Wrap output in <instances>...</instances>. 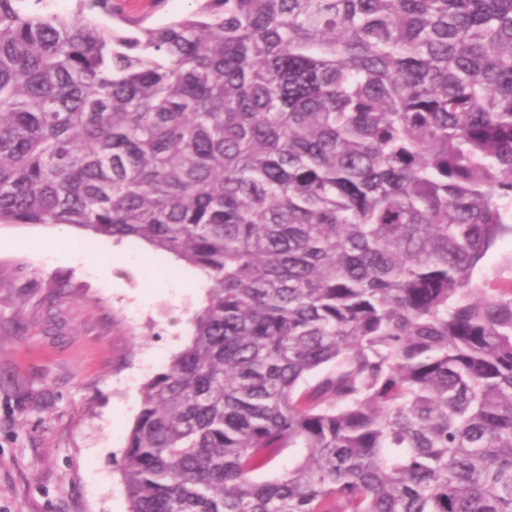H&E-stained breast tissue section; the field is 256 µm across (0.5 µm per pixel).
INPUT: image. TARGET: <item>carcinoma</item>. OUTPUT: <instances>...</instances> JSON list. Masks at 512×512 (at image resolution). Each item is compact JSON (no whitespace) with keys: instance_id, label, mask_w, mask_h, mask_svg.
<instances>
[{"instance_id":"1","label":"carcinoma","mask_w":512,"mask_h":512,"mask_svg":"<svg viewBox=\"0 0 512 512\" xmlns=\"http://www.w3.org/2000/svg\"><path fill=\"white\" fill-rule=\"evenodd\" d=\"M196 2L0 0V224L211 281L129 512H512V0ZM124 2V11L135 18L147 16V24H162L177 16H183L195 7L194 0H166L155 6L152 0H120Z\"/></svg>"}]
</instances>
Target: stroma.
<instances>
[{"label": "stroma", "instance_id": "obj_1", "mask_svg": "<svg viewBox=\"0 0 512 512\" xmlns=\"http://www.w3.org/2000/svg\"><path fill=\"white\" fill-rule=\"evenodd\" d=\"M162 24L193 0H123ZM40 242L42 255L13 250ZM192 266L143 242L0 224V512H128L120 465L141 387L191 335Z\"/></svg>", "mask_w": 512, "mask_h": 512}]
</instances>
